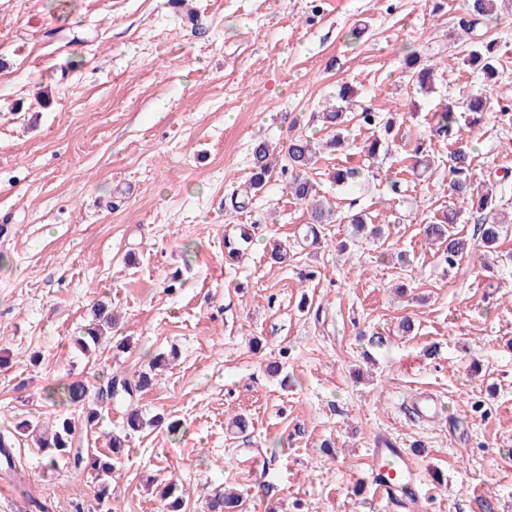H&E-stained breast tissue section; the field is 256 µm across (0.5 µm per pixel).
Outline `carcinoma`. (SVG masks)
<instances>
[{
    "instance_id": "cac0c4a2",
    "label": "carcinoma",
    "mask_w": 512,
    "mask_h": 512,
    "mask_svg": "<svg viewBox=\"0 0 512 512\" xmlns=\"http://www.w3.org/2000/svg\"><path fill=\"white\" fill-rule=\"evenodd\" d=\"M499 0H473L471 6V19L468 26L471 28L483 23L488 17L498 12ZM471 61L481 66L485 78L489 81L496 76L494 47L487 43L474 51ZM406 69L413 74L417 84L425 87L433 80L434 69L420 65V59L414 53L405 58ZM338 99L341 104L328 112L322 113V121L326 126L334 129V135L326 142V147L343 151L348 143L343 136V126L347 121L348 113L357 106L356 95L351 89L343 87L339 90ZM486 105V96L482 93L470 95L466 102V111L469 112L468 123L476 125L481 121V115ZM436 123L432 126L433 136L450 141L453 149L448 155V171L451 189L458 199L465 205L485 214L480 226L481 243L483 247L492 249L499 238V217L493 215L496 210V197L493 188L487 184H476L472 180L471 159L468 145L457 124L453 109L447 107L435 113ZM393 121L388 120L381 130V134H372L362 147L367 157L374 159L380 152L388 151V142L393 140ZM318 147L308 139L297 138L288 148V157L285 164L274 167L270 160V148L264 141H259L253 148V163L250 177L244 188L233 194L232 205L235 209H244L250 200L263 191L271 180L278 176L283 179L284 190L294 199L310 205V221L306 224L304 238L315 243L318 240V225L327 224L330 220V211L324 209L316 199L317 188L315 183L307 176L306 169L317 154ZM360 177L357 167L338 168L333 173V179L340 186L353 185ZM457 214L450 212L431 224L423 225L425 239L431 244L445 247L448 255V267L456 266L458 260L471 249V242L465 237H458L450 229L456 223ZM112 329V312L103 303L96 304L94 319L86 330V336L79 339L82 349L96 347L102 340V335ZM152 385V379L146 372H141L137 379L112 376L101 389V398L115 399L127 403V431L123 434H114L109 439V451L101 455L92 456L91 467L96 472L95 480L98 482L97 496L98 512H112V473L117 462L124 452L126 443L131 435L143 428V419L133 403L138 394ZM47 396L54 401L61 398L63 401L79 408V419L64 418L55 422L50 430L42 429L37 422H25L23 431L33 437L39 448L45 453V465L51 468L63 463L76 472L85 469V457L81 451L73 449V442L81 428L90 429L99 420V403L91 400L87 386L81 380H72L52 388ZM242 493L234 488L218 491L205 498L202 502V512H238L241 506Z\"/></svg>"
}]
</instances>
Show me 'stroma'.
I'll return each instance as SVG.
<instances>
[{"label": "stroma", "instance_id": "1", "mask_svg": "<svg viewBox=\"0 0 512 512\" xmlns=\"http://www.w3.org/2000/svg\"><path fill=\"white\" fill-rule=\"evenodd\" d=\"M468 18L467 0H0V432L77 416L48 401L52 387L94 393L171 352L136 399L162 424L118 461L114 512H163L172 480L182 512L224 487L243 512H408L364 488L382 436L413 453L415 512H479L484 498L512 512V0L480 29ZM480 41L497 48L496 83L466 62ZM414 51L432 92L405 69ZM344 85L394 118L397 147L366 160L369 131L352 120L350 148L308 171L336 222L272 263L305 204L277 180L244 213L230 195L257 140L282 158L294 138L327 139L313 115ZM481 91L464 136L509 222L493 254L452 268L421 232L459 209L429 126ZM421 139L423 175L399 155ZM342 166L364 168L356 191L333 183ZM353 208L380 236L354 233ZM459 211L456 231L473 236L476 212ZM241 224L254 237L237 262L224 241ZM99 301L118 325L85 354L76 339ZM421 390L439 418L414 415ZM124 411L105 403L76 447L105 451ZM237 414L246 429L230 427ZM12 452L21 472L0 463V512H96L91 475L45 468L21 436Z\"/></svg>", "mask_w": 512, "mask_h": 512}]
</instances>
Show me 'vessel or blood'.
I'll list each match as a JSON object with an SVG mask.
<instances>
[{
    "label": "vessel or blood",
    "mask_w": 512,
    "mask_h": 512,
    "mask_svg": "<svg viewBox=\"0 0 512 512\" xmlns=\"http://www.w3.org/2000/svg\"><path fill=\"white\" fill-rule=\"evenodd\" d=\"M370 468L371 486L377 498L387 500L401 495L414 500L421 474L404 449L380 440L371 451Z\"/></svg>",
    "instance_id": "b4317fda"
}]
</instances>
